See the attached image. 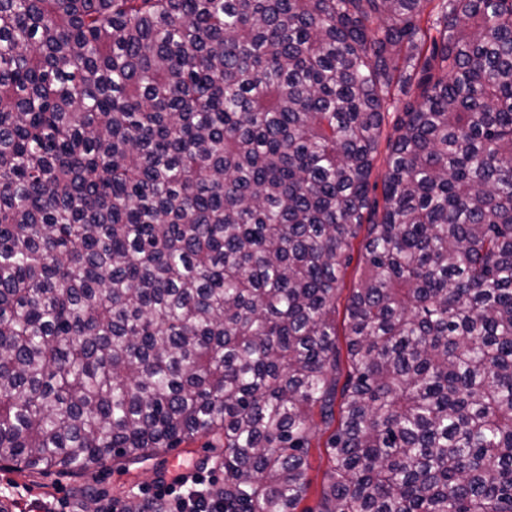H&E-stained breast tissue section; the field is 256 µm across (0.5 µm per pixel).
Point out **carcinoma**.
I'll list each match as a JSON object with an SVG mask.
<instances>
[{"label":"carcinoma","mask_w":512,"mask_h":512,"mask_svg":"<svg viewBox=\"0 0 512 512\" xmlns=\"http://www.w3.org/2000/svg\"><path fill=\"white\" fill-rule=\"evenodd\" d=\"M201 438L224 512H512V0H0V461ZM397 96H395L398 102L394 103V106L390 109L389 113L386 115V120L384 123V132L383 139L381 142V146L379 149V154L374 163V168L371 175V183L377 184V189L375 195L379 201L380 206L382 205V181L386 172V159H387V138L394 134V124L396 122V118L398 116V112H402L403 102L406 99V96L399 93L395 90ZM363 270L361 267L357 266L356 263V254L355 259L352 262L351 266L348 268L345 278H344V286L341 291L339 298L336 302V327L338 333L340 335L342 347H344L342 333H343V321H344V306L346 303V298L349 294L350 288L356 282V280L362 275ZM311 467L308 470V478L311 481V493L306 505L313 506L317 500V491L320 488L323 473L328 466V461L325 455L319 458L316 452L310 458Z\"/></svg>","instance_id":"obj_1"}]
</instances>
